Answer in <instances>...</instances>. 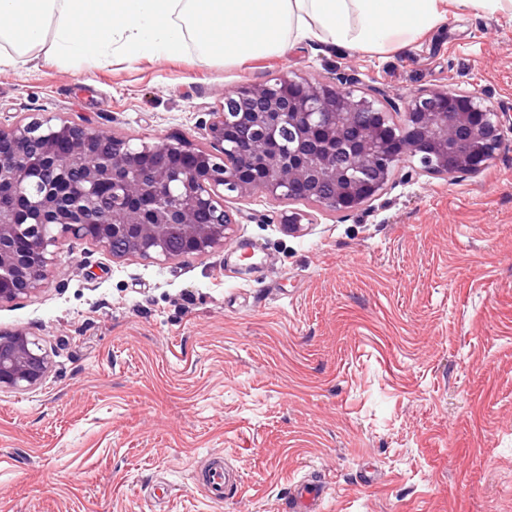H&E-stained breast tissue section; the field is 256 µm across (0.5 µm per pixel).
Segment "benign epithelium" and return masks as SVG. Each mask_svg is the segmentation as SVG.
Masks as SVG:
<instances>
[{"instance_id": "1", "label": "benign epithelium", "mask_w": 512, "mask_h": 512, "mask_svg": "<svg viewBox=\"0 0 512 512\" xmlns=\"http://www.w3.org/2000/svg\"><path fill=\"white\" fill-rule=\"evenodd\" d=\"M344 75L328 85L284 76L244 82L210 113V149L182 139L134 144L61 120L0 128V304L36 292L66 237L112 258L158 263L207 254L232 236L230 200H274L357 212L384 194L395 168L478 175L503 121L474 92L423 87L394 123ZM247 149L245 165L228 157ZM49 351L23 329L0 332V392L40 386Z\"/></svg>"}]
</instances>
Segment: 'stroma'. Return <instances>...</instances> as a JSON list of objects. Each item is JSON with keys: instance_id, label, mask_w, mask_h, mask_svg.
<instances>
[{"instance_id": "obj_1", "label": "stroma", "mask_w": 512, "mask_h": 512, "mask_svg": "<svg viewBox=\"0 0 512 512\" xmlns=\"http://www.w3.org/2000/svg\"><path fill=\"white\" fill-rule=\"evenodd\" d=\"M46 57L0 67V127L68 120L182 138L226 91L292 72L402 105L422 87L502 112L476 176L393 173L357 213L255 192L222 248L152 263L62 239L40 291L0 330L50 351L33 390L0 392V512H284L296 479L323 512H512V17L449 0L412 46L318 42L244 63ZM312 219L288 232L282 215ZM239 471L232 498L197 480Z\"/></svg>"}]
</instances>
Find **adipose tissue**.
<instances>
[{
    "label": "adipose tissue",
    "mask_w": 512,
    "mask_h": 512,
    "mask_svg": "<svg viewBox=\"0 0 512 512\" xmlns=\"http://www.w3.org/2000/svg\"><path fill=\"white\" fill-rule=\"evenodd\" d=\"M447 0H0V64L30 53L98 58L117 52L230 61L283 53L303 41L354 51L412 44L446 18Z\"/></svg>",
    "instance_id": "ef3b65f1"
}]
</instances>
